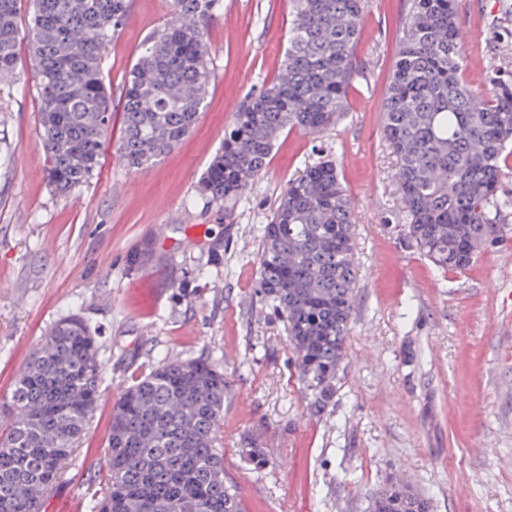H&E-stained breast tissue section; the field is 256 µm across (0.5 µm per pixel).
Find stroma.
<instances>
[{
    "label": "stroma",
    "mask_w": 512,
    "mask_h": 512,
    "mask_svg": "<svg viewBox=\"0 0 512 512\" xmlns=\"http://www.w3.org/2000/svg\"><path fill=\"white\" fill-rule=\"evenodd\" d=\"M412 0H367L348 104L335 126L284 132L245 199L189 206L241 102L270 82L288 46L290 0H224L207 36L215 79L193 131L127 170L107 149L92 179L61 196L37 151L40 102L26 42L25 95L0 94V401L47 330L69 314L95 329L102 397L80 448L43 499L94 512L112 405L169 359L208 358L229 381L224 469L247 512H366L395 477L432 512H512V164L490 216L501 228L470 269L444 272L402 232L396 156L381 134L385 97ZM170 0H133L107 49L120 98ZM463 80L512 83V0H457ZM333 159L354 206L356 303L339 389L311 413L285 323L260 292L258 247L288 181ZM152 241L161 265L133 268ZM186 276V290L170 287ZM263 449L255 468L244 448Z\"/></svg>",
    "instance_id": "35a3bbf8"
}]
</instances>
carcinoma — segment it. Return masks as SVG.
<instances>
[{
  "label": "carcinoma",
  "instance_id": "carcinoma-1",
  "mask_svg": "<svg viewBox=\"0 0 512 512\" xmlns=\"http://www.w3.org/2000/svg\"><path fill=\"white\" fill-rule=\"evenodd\" d=\"M131 0H33L27 38L41 103L37 149L54 192L97 172L109 144L106 48ZM365 0H293L281 73L245 99L202 173L193 206L237 202L285 131L318 133L344 110ZM224 0H172L125 76L115 152L139 170L170 153L200 118L214 80L206 31ZM19 0H0V75L18 65ZM454 0H414L383 101L382 135L397 157L409 245L439 269L467 270L497 236L490 217L512 145V84L486 92L460 76ZM354 212L336 162L288 181L259 245L258 288L286 323L299 378L319 413L336 396L354 307ZM91 327L58 321L0 405V512H41L101 398ZM224 373L206 359L167 360L112 406L98 512H246L224 472L218 428ZM368 512H431L429 498L389 482Z\"/></svg>",
  "mask_w": 512,
  "mask_h": 512
}]
</instances>
